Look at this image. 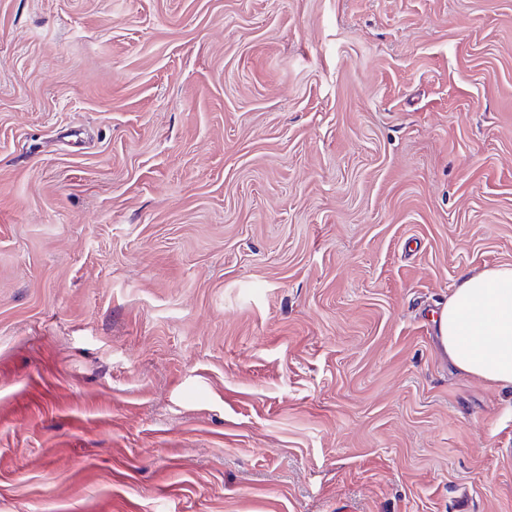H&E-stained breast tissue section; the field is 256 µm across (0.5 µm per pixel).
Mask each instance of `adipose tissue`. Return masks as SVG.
<instances>
[{"label":"adipose tissue","mask_w":512,"mask_h":512,"mask_svg":"<svg viewBox=\"0 0 512 512\" xmlns=\"http://www.w3.org/2000/svg\"><path fill=\"white\" fill-rule=\"evenodd\" d=\"M437 331L456 370L512 387V266L465 276L441 308Z\"/></svg>","instance_id":"adipose-tissue-1"}]
</instances>
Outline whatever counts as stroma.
I'll return each instance as SVG.
<instances>
[{
    "instance_id": "obj_1",
    "label": "stroma",
    "mask_w": 512,
    "mask_h": 512,
    "mask_svg": "<svg viewBox=\"0 0 512 512\" xmlns=\"http://www.w3.org/2000/svg\"><path fill=\"white\" fill-rule=\"evenodd\" d=\"M512 0H0V512H512ZM437 331L456 370L512 387V266L465 276L441 308Z\"/></svg>"
}]
</instances>
